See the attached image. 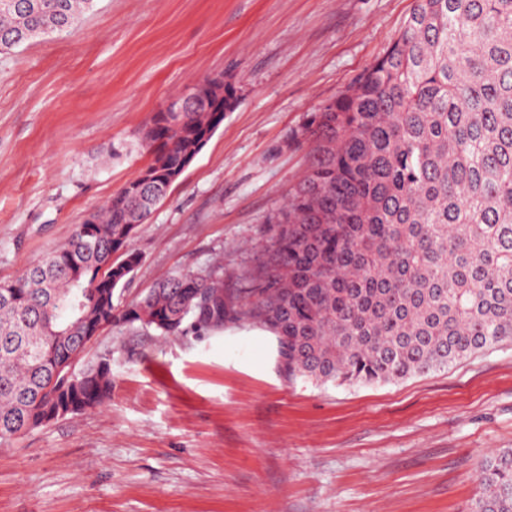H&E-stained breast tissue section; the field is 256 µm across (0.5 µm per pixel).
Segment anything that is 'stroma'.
<instances>
[{
  "mask_svg": "<svg viewBox=\"0 0 512 512\" xmlns=\"http://www.w3.org/2000/svg\"><path fill=\"white\" fill-rule=\"evenodd\" d=\"M414 0H99L63 35L0 51V283L18 278L153 160L151 116L235 85L132 239L128 303L170 274L259 254L307 164L289 138L398 36ZM112 397L0 445V512H471L485 454L512 448V342L376 384L279 373L255 325L103 331Z\"/></svg>",
  "mask_w": 512,
  "mask_h": 512,
  "instance_id": "obj_1",
  "label": "stroma"
}]
</instances>
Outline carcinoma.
Here are the masks:
<instances>
[{"instance_id": "1", "label": "carcinoma", "mask_w": 512, "mask_h": 512, "mask_svg": "<svg viewBox=\"0 0 512 512\" xmlns=\"http://www.w3.org/2000/svg\"><path fill=\"white\" fill-rule=\"evenodd\" d=\"M0 7V50L70 27L98 0ZM157 112L141 144L158 181L205 133ZM309 165L269 217L263 258L224 287L217 263L169 275L128 305L143 200L118 192L60 247L0 287V444L112 396V358L78 366L92 329L162 336L258 324L291 380L381 383L512 340V0H415L386 53L309 113ZM472 512H512V448L481 463Z\"/></svg>"}]
</instances>
